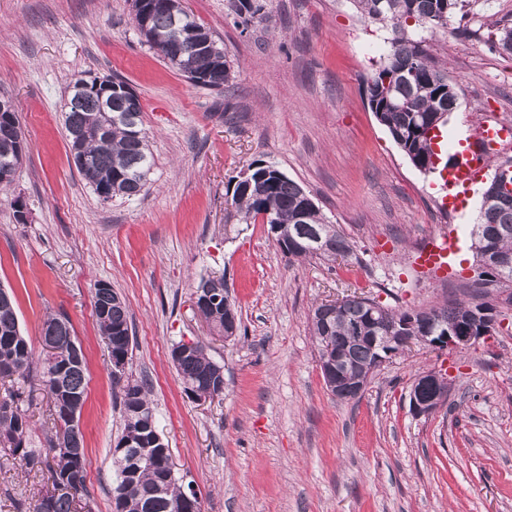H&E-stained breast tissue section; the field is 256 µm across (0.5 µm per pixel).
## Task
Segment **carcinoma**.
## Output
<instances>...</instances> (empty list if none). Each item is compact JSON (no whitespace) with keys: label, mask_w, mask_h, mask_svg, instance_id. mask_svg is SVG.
Returning a JSON list of instances; mask_svg holds the SVG:
<instances>
[{"label":"carcinoma","mask_w":512,"mask_h":512,"mask_svg":"<svg viewBox=\"0 0 512 512\" xmlns=\"http://www.w3.org/2000/svg\"><path fill=\"white\" fill-rule=\"evenodd\" d=\"M361 14L372 21L393 23V37L386 57L364 80V91L374 95L369 82H378L385 73H396L420 61L417 75L396 84L391 101L377 103L374 115L394 143L416 168H425L433 155L431 141L421 127L438 110L449 113L460 108L458 94L448 95V76L438 70L432 57L423 48V40L408 29L413 20L431 32L448 31V20L462 10L466 0H450L451 9L443 11V0H353ZM153 4L151 28L153 39L145 40L151 49L161 44L180 43L192 46L208 45L201 53H185L167 63L183 76L201 72L208 76L205 86L225 87L231 80L230 62L209 29L184 9L181 0H149ZM231 10L239 17L263 19L264 0H231ZM74 164L95 193L105 187L111 197H132L140 186H145L153 170L155 159L146 134L136 136L123 112L98 99L87 96L65 112L64 120ZM25 139L17 113L0 121V160L17 161L27 151L21 145ZM251 184H236L233 199L237 213L245 222L258 218L277 227L275 241L286 243L295 238L299 229L309 228L320 235L315 251L294 254L305 260L318 258L334 262L352 254L346 235L330 223L312 201L311 195L297 182L282 172L257 168L250 176ZM488 185L482 197L477 222L472 225V247L476 258L489 248L512 256V192L503 189L492 192ZM94 313L108 346L110 356L130 351L128 335L129 310L125 300L112 288H95ZM370 306L351 303L339 316L324 322L311 318V333L318 353L331 346L345 357L344 377L354 379L372 366L377 356L370 343L347 345L346 337L354 335L352 326L360 321L363 334L380 336L382 331L405 321L406 312L389 309L368 298ZM471 306L467 302H453L432 307L422 314L434 322H448ZM224 301L207 308L205 320L217 334L224 333ZM42 329L50 335L56 352L35 361L34 350L22 335L16 313L14 296L0 291V377H6L15 388L0 398V448L9 452L20 466L29 471H47L52 490L37 500L35 512H80L78 506L87 495L85 478V448L80 428L70 427L60 409L66 396L80 400L86 397L84 355L72 356V350L81 349L74 336L69 319L48 315ZM184 390L198 394L216 392L224 384V367L214 362L206 348L200 347L176 365ZM39 384L50 400V416L54 433L44 445L36 447L29 441V409L33 400L23 399L25 386ZM124 427L117 443L128 437L138 440L149 437L141 433L139 423H148L154 417L149 390L139 382L122 390ZM64 448L73 449L70 458L61 454ZM170 449L161 445L150 448L145 459L131 464L129 476L117 480L114 492L129 506L128 512H177L176 506L184 497L182 479L171 473ZM77 487L74 495L54 494L63 482Z\"/></svg>","instance_id":"1"}]
</instances>
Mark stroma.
<instances>
[{
	"label": "stroma",
	"mask_w": 512,
	"mask_h": 512,
	"mask_svg": "<svg viewBox=\"0 0 512 512\" xmlns=\"http://www.w3.org/2000/svg\"><path fill=\"white\" fill-rule=\"evenodd\" d=\"M183 2L227 50L223 90L169 67L144 43L128 0H0V96L12 98L28 144L0 193V284L33 347L48 314L66 315L82 346V512H113L123 430L94 313L99 283L127 303V373L147 381L157 429L202 512H512V304L499 289L485 296L500 313L492 335L461 351L415 345L356 400L328 391L311 336L324 299L424 310L474 294L470 231L486 181L445 217L442 179L413 167L363 98L390 25L352 0H267L260 23L229 0ZM467 11L424 44L466 103L446 126L462 137L486 120L512 123V55L491 45L497 26H512V0H469ZM115 75L140 97L156 165L141 194L105 202L74 165L64 112L74 78ZM257 160L301 184L353 256L297 260L266 225L245 223L233 192ZM448 233L460 239L450 277L416 272V251ZM207 276L223 277L236 303L234 339L194 310ZM188 340L223 365V396L186 394L170 353ZM422 371L446 374L450 394L417 417L409 394ZM43 483L0 451V512L35 502Z\"/></svg>",
	"instance_id": "1"
}]
</instances>
